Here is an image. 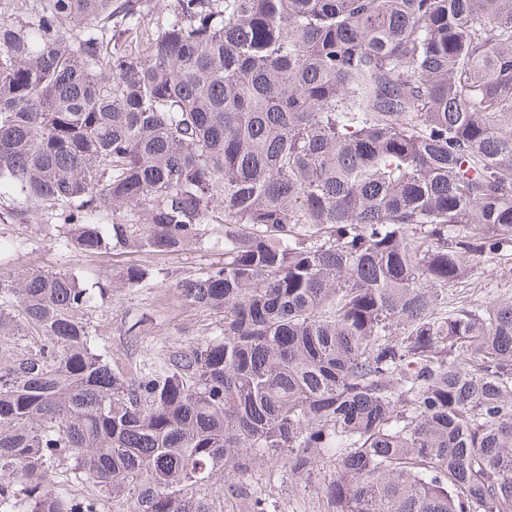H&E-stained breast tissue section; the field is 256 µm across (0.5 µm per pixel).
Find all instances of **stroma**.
Returning <instances> with one entry per match:
<instances>
[{
  "instance_id": "obj_1",
  "label": "stroma",
  "mask_w": 512,
  "mask_h": 512,
  "mask_svg": "<svg viewBox=\"0 0 512 512\" xmlns=\"http://www.w3.org/2000/svg\"><path fill=\"white\" fill-rule=\"evenodd\" d=\"M24 200L15 194L0 196V239L24 240L28 247L15 253L10 263L17 271L28 269L83 270L85 284L95 282L110 286L108 299L95 302L86 316L91 328L112 357L142 360L152 357L163 345H184L207 335L216 325L213 313L190 305L180 297L175 284L199 267L220 259L217 251H189L175 256L141 255L142 263L166 269V280L138 289L117 288L113 281L130 257L120 253L85 255L62 249L58 241L61 228L55 221L37 215L24 224L6 219L5 214L23 207ZM479 283L477 296L489 302L512 297V260H481L474 268ZM144 327L137 345L126 341V330L136 320ZM244 496L225 501L220 487L207 491L212 512H246V494L263 488L274 512H329L322 481L305 484L280 471H255L240 480Z\"/></svg>"
}]
</instances>
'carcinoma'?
I'll return each mask as SVG.
<instances>
[{"label": "carcinoma", "mask_w": 512, "mask_h": 512, "mask_svg": "<svg viewBox=\"0 0 512 512\" xmlns=\"http://www.w3.org/2000/svg\"><path fill=\"white\" fill-rule=\"evenodd\" d=\"M164 9L0 3V191L70 250L223 255L175 283L217 329L135 364L84 318L111 289L0 261V512L328 458L330 512H512V298L454 297L512 245V0Z\"/></svg>", "instance_id": "obj_1"}]
</instances>
